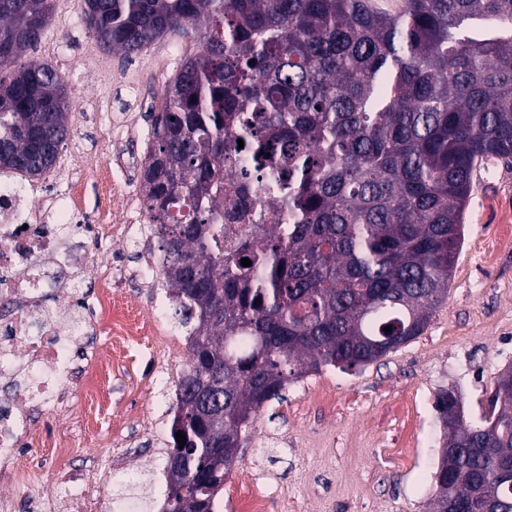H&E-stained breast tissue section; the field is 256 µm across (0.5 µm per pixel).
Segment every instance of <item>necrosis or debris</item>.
Listing matches in <instances>:
<instances>
[{
    "label": "necrosis or debris",
    "instance_id": "necrosis-or-debris-1",
    "mask_svg": "<svg viewBox=\"0 0 512 512\" xmlns=\"http://www.w3.org/2000/svg\"><path fill=\"white\" fill-rule=\"evenodd\" d=\"M39 185L21 188L0 179V380L13 388L0 397V488L21 485L17 458L29 445L31 414L54 406L63 383L81 370L99 374L109 363L76 355L82 308V278H66L65 230L95 240L99 229L85 225L77 190L47 207L48 223L37 218ZM95 318H87L93 327Z\"/></svg>",
    "mask_w": 512,
    "mask_h": 512
}]
</instances>
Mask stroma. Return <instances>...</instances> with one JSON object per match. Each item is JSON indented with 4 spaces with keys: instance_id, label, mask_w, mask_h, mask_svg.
Listing matches in <instances>:
<instances>
[{
    "instance_id": "35a3bbf8",
    "label": "stroma",
    "mask_w": 512,
    "mask_h": 512,
    "mask_svg": "<svg viewBox=\"0 0 512 512\" xmlns=\"http://www.w3.org/2000/svg\"><path fill=\"white\" fill-rule=\"evenodd\" d=\"M170 43L188 55L199 48L198 40L172 33L137 56L104 50L82 19L66 15L56 0L47 33L26 55L51 66L66 84L71 136L64 150L82 156L71 178L97 224L113 223L123 207L122 200L97 192V175L122 170L140 184L153 142L151 113L137 126L113 125V112L137 103L124 83L99 80V63L136 70L142 94L157 102L179 63L164 53ZM463 234L448 293L424 331L368 366H328L291 381L249 427L240 459L224 478L221 502L245 512L240 489L256 486L271 512H429L443 440L436 392L457 389L466 420L481 423L491 413L498 374L512 366V164L477 168ZM157 253L158 239L149 231L133 244L91 248L85 262L118 260L133 268ZM182 320L178 305L169 303L165 319L128 342L120 365L98 376L96 399L78 391L53 411L35 440L46 464L25 484L27 494L67 501L95 482L98 512H116L138 491L121 483L123 474L144 479L162 471L176 388L189 365ZM62 441L71 446L63 469L52 461Z\"/></svg>"
}]
</instances>
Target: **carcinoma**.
Returning <instances> with one entry per match:
<instances>
[{
	"instance_id": "carcinoma-1",
	"label": "carcinoma",
	"mask_w": 512,
	"mask_h": 512,
	"mask_svg": "<svg viewBox=\"0 0 512 512\" xmlns=\"http://www.w3.org/2000/svg\"><path fill=\"white\" fill-rule=\"evenodd\" d=\"M54 0H0V173L50 170L70 135L68 94L47 65L18 64ZM106 49L138 55L172 32L200 35L154 119L141 178L159 265L189 327L168 451L172 512H214L212 451L240 449L253 415L292 380L376 362L420 335L448 292L477 167L512 160V0H81ZM499 33L461 34L465 23ZM286 224L230 228L231 130ZM251 265L244 267L241 259ZM391 331H384V327ZM434 408L456 451L440 454L431 512L448 495L512 512V367L481 425ZM185 435L180 445L175 433Z\"/></svg>"
}]
</instances>
